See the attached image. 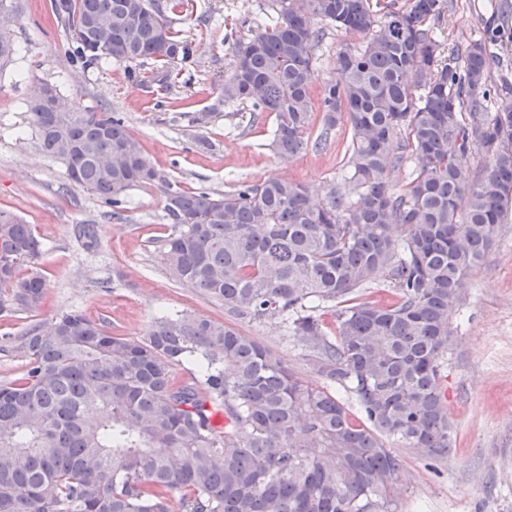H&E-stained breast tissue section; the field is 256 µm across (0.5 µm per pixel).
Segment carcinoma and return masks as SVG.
<instances>
[{
	"label": "carcinoma",
	"mask_w": 512,
	"mask_h": 512,
	"mask_svg": "<svg viewBox=\"0 0 512 512\" xmlns=\"http://www.w3.org/2000/svg\"><path fill=\"white\" fill-rule=\"evenodd\" d=\"M187 6L50 0L74 64L122 63L132 81L149 61L192 62L172 23ZM268 8L232 40L221 100L273 113L271 146L293 160L308 145L316 21L344 32L321 108L323 134L349 124L351 197L315 203L282 176L224 194L175 189L120 113L51 112L41 87L27 112L41 149L112 217H124L128 190L163 184L169 277L237 319L280 318L320 382L222 321L162 316L133 340L62 314L21 336L23 375L0 382V512H398L402 462L383 439L451 451L439 361L467 277L512 209V96L490 108L484 42L442 58L428 20L447 0H407L381 20L370 0ZM476 151L481 172L467 163ZM407 160L412 178L396 192L389 172ZM41 247L32 225L0 210V297L19 310L46 303L44 277L19 273ZM187 360L200 377L175 376Z\"/></svg>",
	"instance_id": "cac0c4a2"
}]
</instances>
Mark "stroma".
Segmentation results:
<instances>
[{
  "label": "stroma",
  "instance_id": "obj_1",
  "mask_svg": "<svg viewBox=\"0 0 512 512\" xmlns=\"http://www.w3.org/2000/svg\"><path fill=\"white\" fill-rule=\"evenodd\" d=\"M499 2L451 0L449 13L433 27L451 48L487 40L493 84L512 86V17L502 16ZM262 3L189 0L175 27L197 52L189 67L161 85L153 79L162 68L158 62L142 67L139 84L115 63L74 68L49 0H19V11L0 30L15 49L0 68V210L32 224L41 237L42 253L21 270L44 276L47 301L36 311L0 312V381L23 371L25 359L15 349L19 336L71 310L132 339L144 337L163 315L188 311L227 318L221 305L169 279L163 241L173 226L159 188H133L125 219L116 220L111 206L73 184L64 164L43 153L26 115L37 87L47 83L67 101L122 113L162 176L177 187L221 193L278 175L302 183L321 200L345 189L347 122L326 135L321 113H314L309 134L326 135V143L284 164L269 148L272 115L219 102L229 60L225 28L259 15ZM201 138L210 149L199 148ZM80 224L94 225V247L78 237ZM450 323L456 344L441 359L440 374L455 446L448 457L431 460L388 440L402 461L399 512H512V218L471 271ZM234 326L276 352L298 377L316 381L310 350L279 319L238 320Z\"/></svg>",
  "mask_w": 512,
  "mask_h": 512
}]
</instances>
